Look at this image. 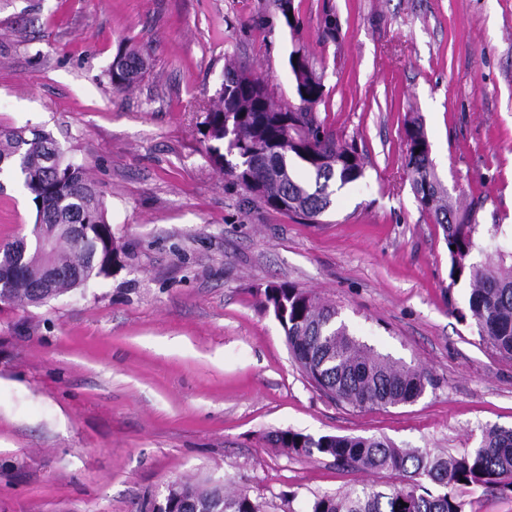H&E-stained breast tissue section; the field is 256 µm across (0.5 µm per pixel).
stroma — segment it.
Segmentation results:
<instances>
[{
	"mask_svg": "<svg viewBox=\"0 0 512 512\" xmlns=\"http://www.w3.org/2000/svg\"><path fill=\"white\" fill-rule=\"evenodd\" d=\"M0 0V128L37 127L100 191L122 261L111 277L0 312V512H141L176 481L246 491L268 512L393 475L297 457L265 436L382 437L458 452L512 428V360L457 319L443 231L406 167L423 122L437 174L512 250V0ZM340 36L320 37L324 10ZM266 13L265 26L252 23ZM300 44L324 73L314 113L365 172L319 223L249 201L207 161L199 124L236 62L281 104ZM146 72L107 71L126 48ZM35 206L0 183V244ZM288 283L336 307L382 352L430 371L415 402L373 409L323 396L294 363L258 289ZM144 69V60L138 52H120L108 70L112 88L117 92L128 90L141 77Z\"/></svg>",
	"mask_w": 512,
	"mask_h": 512,
	"instance_id": "stroma-1",
	"label": "stroma"
}]
</instances>
